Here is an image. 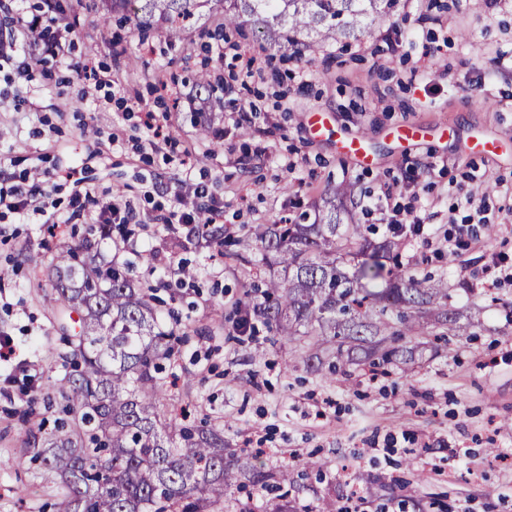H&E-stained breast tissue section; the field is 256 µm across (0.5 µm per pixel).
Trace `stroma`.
<instances>
[{"label":"stroma","instance_id":"obj_1","mask_svg":"<svg viewBox=\"0 0 512 512\" xmlns=\"http://www.w3.org/2000/svg\"><path fill=\"white\" fill-rule=\"evenodd\" d=\"M61 2V20L75 32L73 59L100 67L125 99L90 92L67 65L47 61L0 106V152L8 172L57 186L58 212L69 208L74 167L99 204L132 208L134 248L121 246L116 229L101 251L128 263L134 281L150 278L151 252L166 256L160 321L186 327L166 396L223 426L227 456L242 462L224 512L265 505L267 492L245 467L253 456L294 476L297 512L324 502L337 512H426L434 499L448 512H512V281L489 286L493 261L512 266V0L493 8L399 0L384 23L403 43L397 55L377 30L301 57L249 26L226 41L259 62L260 76L245 85L235 60L203 51L199 33L173 38L160 29L143 40L133 23L105 22L101 0ZM201 70L223 81V109L207 107L193 79ZM312 112L330 134L312 132ZM87 123L111 134V144L84 137ZM412 124L426 136L402 146L396 133ZM356 134L370 164L338 149ZM479 139L495 142L496 153L474 150ZM394 182V203L423 220L419 234L394 231L390 208L375 206ZM198 183L209 188L203 202L223 210L229 238L220 256L172 248L156 222L173 206L195 211ZM345 185L355 188L353 223L372 226L373 242H397L405 269L447 282L461 328L446 346L402 337L411 360L375 380L357 364L343 376L312 368L305 337L288 341L260 321L254 331L236 329L238 308L263 300L246 263L261 251L250 226L282 223L298 208L315 213ZM480 210L486 223L469 225L472 246L449 261L448 239ZM64 241L40 215L0 223V335L13 349L0 362V512H54L63 493L26 426L58 416L67 346L48 265ZM237 251L244 261L233 260ZM30 407L35 414L22 423ZM309 459L321 475H304Z\"/></svg>","mask_w":512,"mask_h":512}]
</instances>
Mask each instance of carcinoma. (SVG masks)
<instances>
[{"label":"carcinoma","mask_w":512,"mask_h":512,"mask_svg":"<svg viewBox=\"0 0 512 512\" xmlns=\"http://www.w3.org/2000/svg\"><path fill=\"white\" fill-rule=\"evenodd\" d=\"M110 12L130 19L141 32L199 21L222 5L215 34L251 25L274 44L296 52L358 39L388 18L397 0H107ZM107 224H88L81 243L62 245L52 259L56 302L66 316L64 358L71 372L61 381L62 417L47 430L27 429L39 456L64 487L57 512H218L224 487L236 479L237 463L224 458V429L206 421L179 423L168 411L159 374L182 336L164 330L153 304L154 286L128 278L105 260L99 237ZM259 258L235 257L249 265L278 268L265 282L264 301L240 315H255L280 334L316 336L312 359L359 350L383 362L399 356L391 345L393 318L406 334L420 336L433 321L450 334L461 330L445 284L427 285L410 271L386 268L391 244H371L360 225L346 224L328 202L313 224H257ZM224 247V225L192 224L179 246ZM354 262V271L344 258ZM384 280L387 286L370 285ZM262 484L288 483V471L252 465Z\"/></svg>","instance_id":"1"}]
</instances>
